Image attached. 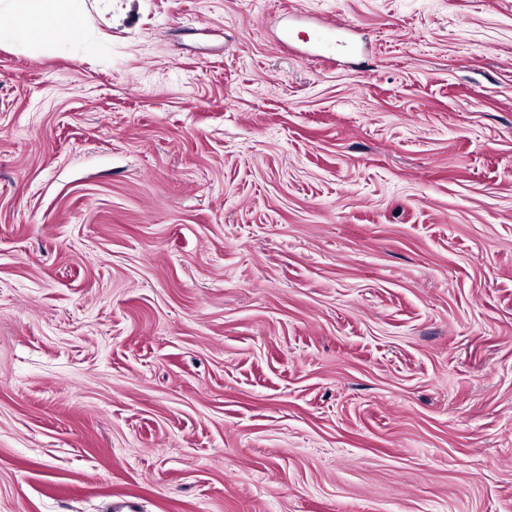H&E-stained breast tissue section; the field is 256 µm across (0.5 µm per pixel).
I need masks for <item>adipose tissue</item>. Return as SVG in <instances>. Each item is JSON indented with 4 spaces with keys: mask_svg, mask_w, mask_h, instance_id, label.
<instances>
[{
    "mask_svg": "<svg viewBox=\"0 0 512 512\" xmlns=\"http://www.w3.org/2000/svg\"><path fill=\"white\" fill-rule=\"evenodd\" d=\"M7 26L0 42L25 48H48L69 40L83 19V0H6Z\"/></svg>",
    "mask_w": 512,
    "mask_h": 512,
    "instance_id": "obj_1",
    "label": "adipose tissue"
}]
</instances>
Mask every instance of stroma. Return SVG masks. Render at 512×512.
I'll return each mask as SVG.
<instances>
[{
  "mask_svg": "<svg viewBox=\"0 0 512 512\" xmlns=\"http://www.w3.org/2000/svg\"><path fill=\"white\" fill-rule=\"evenodd\" d=\"M121 499L512 512V0L0 43V512Z\"/></svg>",
  "mask_w": 512,
  "mask_h": 512,
  "instance_id": "obj_1",
  "label": "stroma"
}]
</instances>
